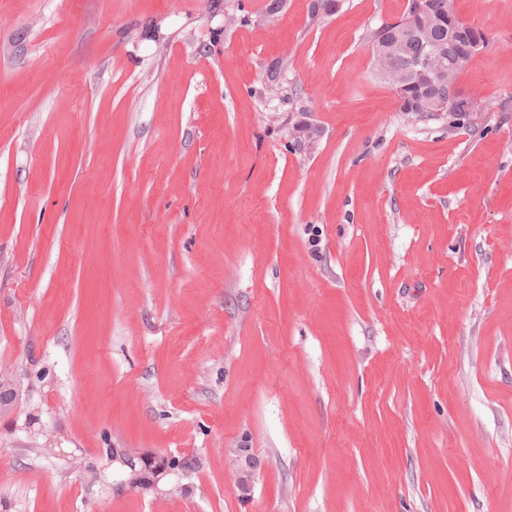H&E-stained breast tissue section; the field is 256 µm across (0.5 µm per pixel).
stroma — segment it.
I'll return each instance as SVG.
<instances>
[{"label":"stroma","mask_w":512,"mask_h":512,"mask_svg":"<svg viewBox=\"0 0 512 512\" xmlns=\"http://www.w3.org/2000/svg\"><path fill=\"white\" fill-rule=\"evenodd\" d=\"M311 3L0 0V512H512V0L457 122ZM229 458L234 468L236 483L242 497H247L252 485L260 474L259 460L251 453V448L240 444L229 450ZM112 455L119 457L129 469L126 479L122 481L120 485L116 486V490L120 491L125 490V488L138 490L140 492L150 491L156 487L160 479L169 469V467L165 465L167 463L166 460L160 461L158 463L159 468L155 472V477L149 478L145 475L143 464L152 462V460L154 461V456L144 452H130L125 448L113 449Z\"/></svg>","instance_id":"1"}]
</instances>
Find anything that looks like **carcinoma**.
Returning a JSON list of instances; mask_svg holds the SVG:
<instances>
[{
  "instance_id": "obj_1",
  "label": "carcinoma",
  "mask_w": 512,
  "mask_h": 512,
  "mask_svg": "<svg viewBox=\"0 0 512 512\" xmlns=\"http://www.w3.org/2000/svg\"><path fill=\"white\" fill-rule=\"evenodd\" d=\"M450 10L451 0H418L416 8H407L398 20V26L384 23L368 35L372 56L380 57L388 54V47L399 36L400 30H413L419 34L418 38L408 40L402 50L389 57L390 64L403 80V93L399 95L403 112H428L429 102L440 105L448 103V82L411 73L421 48L420 39L433 38L439 41L450 58L458 61L462 69L473 58L470 53L472 43L484 35L481 30L465 23L448 27ZM335 11L336 0H313L311 4V18L316 20H322Z\"/></svg>"
}]
</instances>
